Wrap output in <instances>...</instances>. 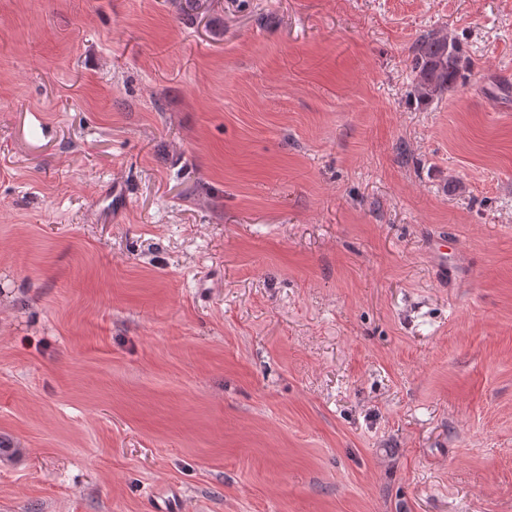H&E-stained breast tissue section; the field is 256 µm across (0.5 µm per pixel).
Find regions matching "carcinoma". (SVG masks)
I'll use <instances>...</instances> for the list:
<instances>
[{
  "mask_svg": "<svg viewBox=\"0 0 512 512\" xmlns=\"http://www.w3.org/2000/svg\"><path fill=\"white\" fill-rule=\"evenodd\" d=\"M459 45L433 33L422 36L412 48V94L429 101L437 99L465 79Z\"/></svg>",
  "mask_w": 512,
  "mask_h": 512,
  "instance_id": "obj_1",
  "label": "carcinoma"
}]
</instances>
